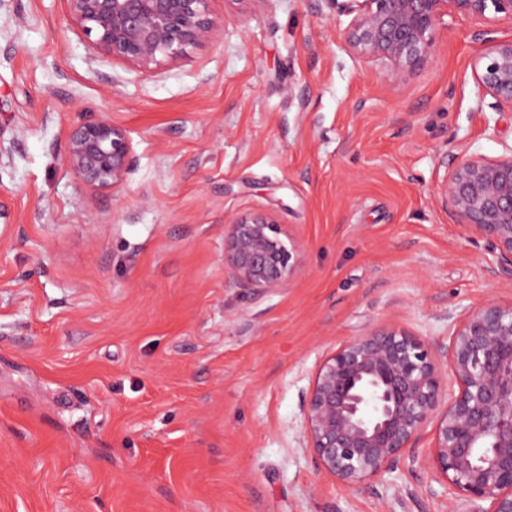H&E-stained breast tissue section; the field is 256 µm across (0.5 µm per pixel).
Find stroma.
I'll return each mask as SVG.
<instances>
[{
	"instance_id": "obj_1",
	"label": "stroma",
	"mask_w": 512,
	"mask_h": 512,
	"mask_svg": "<svg viewBox=\"0 0 512 512\" xmlns=\"http://www.w3.org/2000/svg\"><path fill=\"white\" fill-rule=\"evenodd\" d=\"M211 11L217 42L143 70L94 59L67 0H0V512H467L424 460L358 488L319 469L303 401L378 328L428 344L452 392L454 328L512 304V266L434 197L444 157L512 147L478 22L450 18L395 84L316 0ZM98 119L132 145L106 191L65 164ZM247 212L303 246L263 294L224 264Z\"/></svg>"
}]
</instances>
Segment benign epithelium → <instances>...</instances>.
<instances>
[{
	"mask_svg": "<svg viewBox=\"0 0 512 512\" xmlns=\"http://www.w3.org/2000/svg\"><path fill=\"white\" fill-rule=\"evenodd\" d=\"M87 43L103 59L149 69L189 46L214 41L211 0H67ZM350 17L347 47L381 64L402 83L436 54L435 31L446 17L512 20V0H322ZM490 45L474 66L481 97L512 108V37L489 28ZM127 132L101 119L74 126L66 166L84 185L107 190L132 165ZM446 165L436 200L465 231L485 239L497 262L512 265V148L496 158L470 155ZM224 263L236 283L258 293L296 272L302 246L268 213L224 219ZM457 390L443 394L434 357L405 333L375 329L321 364L305 403L309 448L318 467L357 487L419 458L416 442L436 419L430 464L453 496L488 501L474 512H512V305L486 302L467 313L449 338Z\"/></svg>",
	"mask_w": 512,
	"mask_h": 512,
	"instance_id": "7a95c632",
	"label": "benign epithelium"
}]
</instances>
